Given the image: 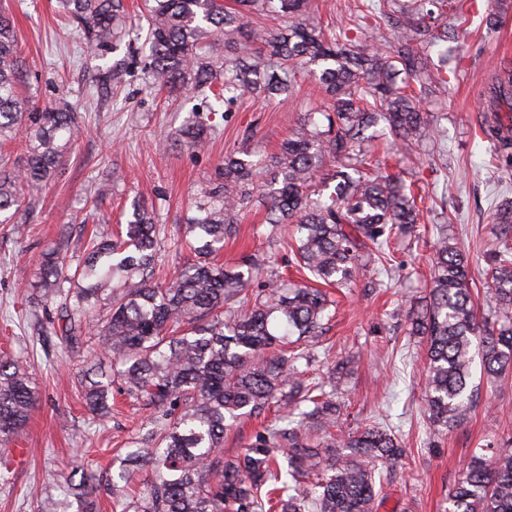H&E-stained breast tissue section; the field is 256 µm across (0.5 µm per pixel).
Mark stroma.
I'll list each match as a JSON object with an SVG mask.
<instances>
[{
    "label": "stroma",
    "instance_id": "obj_1",
    "mask_svg": "<svg viewBox=\"0 0 512 512\" xmlns=\"http://www.w3.org/2000/svg\"><path fill=\"white\" fill-rule=\"evenodd\" d=\"M16 24L26 79L24 101L44 107L67 99L85 128L42 196L0 224V348L12 350L28 367L38 401L27 427L0 458L10 461L8 481H0V512H38L37 490L61 486V512L80 503L64 482L74 463L99 473L114 470L117 449L136 438L149 420L142 404L116 397L112 413L93 419L83 407L77 380L102 362L95 350L68 347L42 325L56 319L57 302H42L28 275L47 249L66 242V262L81 258L93 229L118 233L133 203L152 208L161 224L158 280L171 278L190 259L185 219L193 200L209 188L224 154L258 147L276 154L281 142L319 106L314 76L301 74L293 96L283 103L248 100L235 111L209 114L214 135L193 147L159 148L162 135L175 132L201 100L194 91L166 95L149 88L140 40L92 50L79 34H66L56 0H0ZM496 26L485 14L469 17L448 54L460 61L457 81L426 102L439 130V161L390 149L396 171L425 192L424 214L411 236L394 243L395 262L383 274L365 265L347 289L326 332L308 343L306 375L321 378L342 365L335 434L381 422L393 427L406 455L384 479L375 512H444L448 488L470 455L491 445L512 448V372L489 382L474 374L480 398L467 420L441 431L423 411L426 348L406 333V313L424 305L431 280L436 225L447 227L449 243L464 249L469 277L485 289L490 250L499 245L495 205L512 200V175L489 163L491 144L480 127L501 64L512 66V0H494ZM131 61L121 85L100 76L120 61ZM266 216L252 202L224 244L221 264L236 265L245 254L273 270L291 260L282 241L258 235Z\"/></svg>",
    "mask_w": 512,
    "mask_h": 512
}]
</instances>
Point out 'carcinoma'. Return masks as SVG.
<instances>
[{
  "label": "carcinoma",
  "instance_id": "carcinoma-1",
  "mask_svg": "<svg viewBox=\"0 0 512 512\" xmlns=\"http://www.w3.org/2000/svg\"><path fill=\"white\" fill-rule=\"evenodd\" d=\"M356 12L338 33L314 18L312 0H145L149 86L174 92L189 87L229 112L248 97L286 101L295 76L319 68L323 106L313 108L271 160L256 151L224 156L217 178L193 205L187 223L196 259L167 283L156 280L158 217L135 207L124 234L94 235L75 267L59 244L42 254L38 287L60 299V335L72 347L92 339L112 358L106 380L82 378L83 399L94 416L110 413L112 385L151 409L145 434L127 449L118 479L84 471L73 490L83 512L112 499L113 512H374L377 481L403 458L395 432L368 425L339 435L320 449L303 428L336 426V371L303 383V350L289 339L311 337L330 318L333 301L321 288L287 284L246 257L231 269L215 262L224 239L261 192L270 233L292 227L291 252L315 283L345 288L366 257L390 261L392 240L419 221L414 194L403 180L369 160L377 126L405 148L436 141L438 130L423 100L450 85L458 67L432 70L428 51L458 36L457 21L479 12L478 0H355ZM66 24L99 49L129 36L122 0H59ZM393 30L389 48L361 39L366 28ZM12 16L0 10V144L26 142L18 168L0 157V224L11 223L25 199L53 178L83 133L66 100L24 111L23 77ZM495 98L512 102V70L495 77ZM213 126L193 117L171 144L195 146ZM492 161L512 168V128L484 124ZM332 163L336 192L315 196ZM500 246L488 257L486 304L478 317L468 260L440 234L429 300L409 313L408 335L425 337L424 412L450 430L473 407L475 356L496 380L512 370V201L498 209ZM69 287H64V284ZM107 301L106 318L91 301ZM38 399L31 373L10 350H0V444L27 426ZM308 403L302 419L271 426L244 451L224 456V430L272 405ZM288 460L283 469L279 455ZM145 477H140V473ZM446 512H512V448L475 452L450 487Z\"/></svg>",
  "mask_w": 512,
  "mask_h": 512
}]
</instances>
